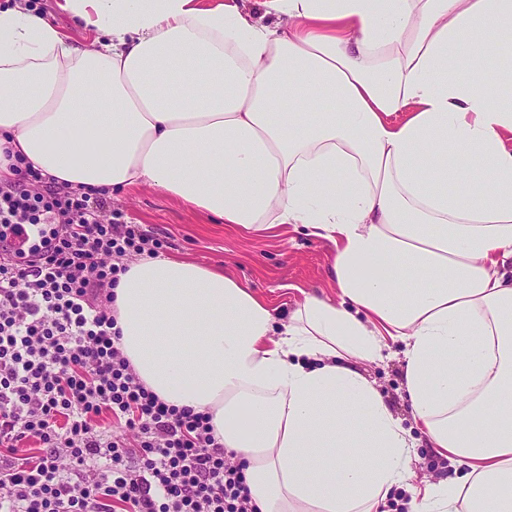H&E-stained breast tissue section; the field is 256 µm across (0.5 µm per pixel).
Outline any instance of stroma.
<instances>
[{
    "mask_svg": "<svg viewBox=\"0 0 512 512\" xmlns=\"http://www.w3.org/2000/svg\"><path fill=\"white\" fill-rule=\"evenodd\" d=\"M111 201L124 222L141 225L163 242V255L224 268L276 305H295L307 293L335 294L326 278L331 244L290 225L255 239L226 229L216 219L146 185L113 194ZM402 350V343H394L390 358L362 363L360 370L382 392L404 427L411 429L415 422L404 386Z\"/></svg>",
    "mask_w": 512,
    "mask_h": 512,
    "instance_id": "35a3bbf8",
    "label": "stroma"
}]
</instances>
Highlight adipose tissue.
<instances>
[{"instance_id":"ef3b65f1","label":"adipose tissue","mask_w":512,"mask_h":512,"mask_svg":"<svg viewBox=\"0 0 512 512\" xmlns=\"http://www.w3.org/2000/svg\"><path fill=\"white\" fill-rule=\"evenodd\" d=\"M0 7V181L146 184L255 236L329 241L289 314L143 255L120 348L209 416L259 512H512V0H55ZM458 156L473 157L467 169ZM404 345L416 431L358 369ZM463 466L415 485L417 439ZM33 7L37 6L36 8L41 11L46 12L49 14L50 12H53L56 16V22L61 25V27L69 32V34L77 41L82 43H89L91 41V36L88 32H86L83 28L77 26L71 19H69L67 16L56 13L54 11V1L53 0H33Z\"/></svg>"}]
</instances>
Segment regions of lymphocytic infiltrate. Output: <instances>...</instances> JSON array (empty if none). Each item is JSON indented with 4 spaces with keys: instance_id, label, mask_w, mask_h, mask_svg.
<instances>
[{
    "instance_id": "lymphocytic-infiltrate-1",
    "label": "lymphocytic infiltrate",
    "mask_w": 512,
    "mask_h": 512,
    "mask_svg": "<svg viewBox=\"0 0 512 512\" xmlns=\"http://www.w3.org/2000/svg\"><path fill=\"white\" fill-rule=\"evenodd\" d=\"M36 180L0 183V242L53 227L29 262L0 260V512H257L208 416L162 401L118 346L113 289L156 243Z\"/></svg>"
}]
</instances>
